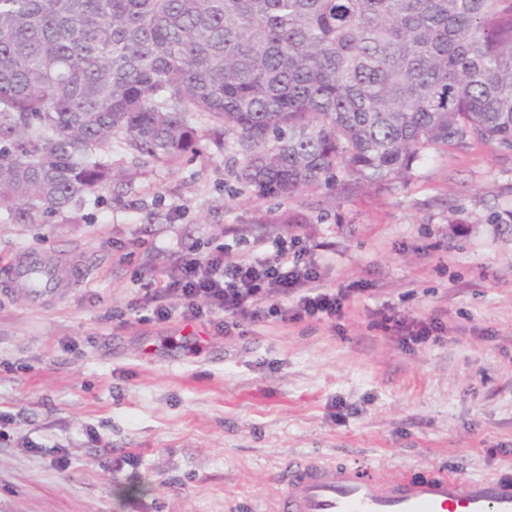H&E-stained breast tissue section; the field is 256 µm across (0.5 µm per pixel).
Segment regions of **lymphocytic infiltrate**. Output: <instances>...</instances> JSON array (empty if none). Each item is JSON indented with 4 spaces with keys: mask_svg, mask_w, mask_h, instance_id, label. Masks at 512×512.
<instances>
[{
    "mask_svg": "<svg viewBox=\"0 0 512 512\" xmlns=\"http://www.w3.org/2000/svg\"><path fill=\"white\" fill-rule=\"evenodd\" d=\"M144 309L153 320L209 318L218 332L228 333L229 318L262 323L335 322L344 314L347 293L325 288L316 265L277 238L255 241L238 262L224 259L223 250L184 256L174 266L140 274ZM377 328L413 347L427 342L442 328L438 318L416 320L386 314Z\"/></svg>",
    "mask_w": 512,
    "mask_h": 512,
    "instance_id": "obj_1",
    "label": "lymphocytic infiltrate"
}]
</instances>
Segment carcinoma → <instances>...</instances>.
<instances>
[{"mask_svg": "<svg viewBox=\"0 0 512 512\" xmlns=\"http://www.w3.org/2000/svg\"><path fill=\"white\" fill-rule=\"evenodd\" d=\"M262 197L512 149V0H0V224H51L204 126Z\"/></svg>", "mask_w": 512, "mask_h": 512, "instance_id": "carcinoma-1", "label": "carcinoma"}]
</instances>
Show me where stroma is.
Instances as JSON below:
<instances>
[{
	"instance_id": "stroma-1",
	"label": "stroma",
	"mask_w": 512,
	"mask_h": 512,
	"mask_svg": "<svg viewBox=\"0 0 512 512\" xmlns=\"http://www.w3.org/2000/svg\"><path fill=\"white\" fill-rule=\"evenodd\" d=\"M399 178L259 197L204 141L172 166L125 159L101 205L0 224V512H271L286 462L372 460L390 478L512 471V150L429 147ZM278 235L336 324L138 319V273ZM38 250L80 286L41 305L7 285ZM440 317L405 350L381 314ZM135 466H119L127 452ZM69 463L60 467L58 455Z\"/></svg>"
}]
</instances>
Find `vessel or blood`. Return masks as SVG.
<instances>
[{
    "instance_id": "b4317fda",
    "label": "vessel or blood",
    "mask_w": 512,
    "mask_h": 512,
    "mask_svg": "<svg viewBox=\"0 0 512 512\" xmlns=\"http://www.w3.org/2000/svg\"><path fill=\"white\" fill-rule=\"evenodd\" d=\"M8 280L37 302L55 299L61 289L52 261L38 251L15 264ZM281 483L275 512H512L510 475L488 479L435 469L392 481L367 459L303 458L289 464Z\"/></svg>"
}]
</instances>
